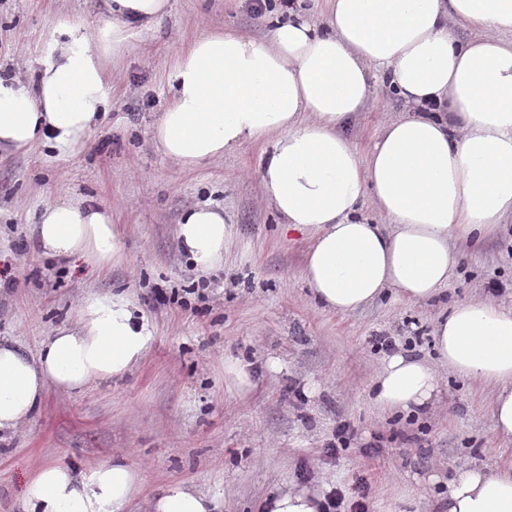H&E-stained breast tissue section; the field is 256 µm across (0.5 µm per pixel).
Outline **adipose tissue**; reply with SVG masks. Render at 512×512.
I'll return each instance as SVG.
<instances>
[{
    "label": "adipose tissue",
    "mask_w": 512,
    "mask_h": 512,
    "mask_svg": "<svg viewBox=\"0 0 512 512\" xmlns=\"http://www.w3.org/2000/svg\"><path fill=\"white\" fill-rule=\"evenodd\" d=\"M310 17L301 0H276L268 32L196 39L174 63L170 105L153 140L185 167L244 141L266 143L264 193L285 230L312 236L303 276L314 299L348 315L387 291L409 303L447 288L460 262L452 241L478 242L512 218V0H324ZM93 33L69 18L54 27L55 54L34 84L0 77V149L41 142L76 150L110 106L102 55L129 26L156 24L167 0H105ZM463 22L471 37L451 29ZM379 73L409 112L387 123L367 155L346 130ZM372 214H365L364 205ZM33 232L44 253L105 268L120 257L108 209L80 199L42 211ZM176 235L198 272L224 261V211L189 210ZM440 361L493 389L492 425L512 440V306L457 303L435 327ZM150 323L126 293L86 295L76 321L38 351L0 341V435L29 424L48 388L82 391L122 377L146 357ZM378 403L424 414L440 381L424 359L397 350L378 370ZM139 476L115 461L83 474L37 469L25 512H123ZM208 494L162 488L147 512H213ZM443 512H512V467L469 464L448 483Z\"/></svg>",
    "instance_id": "ef3b65f1"
}]
</instances>
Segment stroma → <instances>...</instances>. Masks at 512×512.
I'll return each instance as SVG.
<instances>
[{
	"instance_id": "stroma-1",
	"label": "stroma",
	"mask_w": 512,
	"mask_h": 512,
	"mask_svg": "<svg viewBox=\"0 0 512 512\" xmlns=\"http://www.w3.org/2000/svg\"><path fill=\"white\" fill-rule=\"evenodd\" d=\"M101 0H0V74L34 79L52 51L56 18L100 21ZM251 0H169L159 28L132 27L124 47L106 56L110 108L86 146L59 157L42 144L0 153V267L16 288H0V338L37 350L72 321L90 293L125 292L153 326L144 361L124 377L81 392L49 389L29 426L0 439V512H22L38 466L80 473L121 459L140 475L125 512H144L162 485L184 482L217 499V512H261L265 501L313 470L311 489L351 486L372 477L371 512H428L457 467L512 465V441L492 431V394L439 366L434 328L454 304L487 297L497 282L512 303V223L477 245H460L459 273L434 300L409 304L387 292L350 315L326 311L303 278L311 236L285 232L258 178L266 150L247 141L223 158L185 169L152 139L172 95L171 61L197 37L231 29L263 39ZM400 107L375 81L351 135L366 154ZM81 198L112 211L121 253L105 270L45 255L32 226L54 202ZM223 208L233 232L224 263L199 275L176 237L185 211ZM424 328L417 352L436 364L441 395L415 424L384 411L372 390L385 355L370 339L404 344ZM248 365L249 389L224 374ZM280 372H269V359ZM356 438L336 458L323 444L338 421ZM380 440L378 455L363 444Z\"/></svg>"
}]
</instances>
